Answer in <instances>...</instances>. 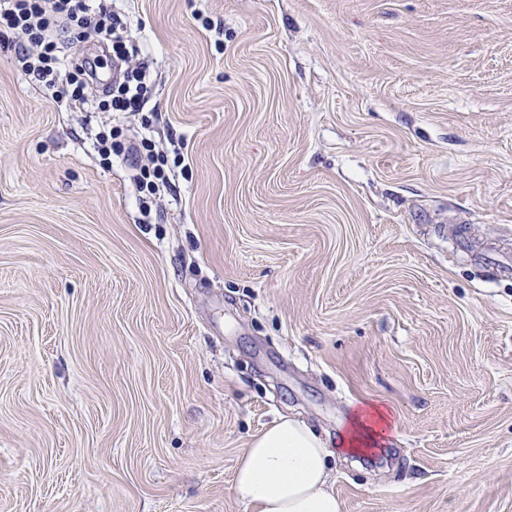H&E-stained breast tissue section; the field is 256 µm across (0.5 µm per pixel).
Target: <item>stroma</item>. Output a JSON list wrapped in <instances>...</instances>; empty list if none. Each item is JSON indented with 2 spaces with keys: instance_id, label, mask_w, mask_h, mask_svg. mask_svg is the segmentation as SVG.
Here are the masks:
<instances>
[{
  "instance_id": "obj_1",
  "label": "stroma",
  "mask_w": 512,
  "mask_h": 512,
  "mask_svg": "<svg viewBox=\"0 0 512 512\" xmlns=\"http://www.w3.org/2000/svg\"><path fill=\"white\" fill-rule=\"evenodd\" d=\"M143 112L0 44V512H253L281 416L342 512H512V0H114ZM140 137L182 168L143 222ZM355 411L339 441L321 436L307 422L281 416L244 448L234 472L235 497L253 512H342L330 488V458L364 455L385 441L386 414Z\"/></svg>"
}]
</instances>
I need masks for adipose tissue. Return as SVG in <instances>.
I'll use <instances>...</instances> for the list:
<instances>
[{"label":"adipose tissue","mask_w":512,"mask_h":512,"mask_svg":"<svg viewBox=\"0 0 512 512\" xmlns=\"http://www.w3.org/2000/svg\"><path fill=\"white\" fill-rule=\"evenodd\" d=\"M387 427L383 411H357L334 443L305 421L280 417L243 450L235 467L233 493L254 512H342L330 488V459L363 455L379 447Z\"/></svg>","instance_id":"ef3b65f1"}]
</instances>
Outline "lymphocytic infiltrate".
Masks as SVG:
<instances>
[{
  "mask_svg": "<svg viewBox=\"0 0 512 512\" xmlns=\"http://www.w3.org/2000/svg\"><path fill=\"white\" fill-rule=\"evenodd\" d=\"M129 24L107 6L91 8L88 0H0V38L16 42L21 72L52 92L55 102L72 109L89 101L88 82L96 74V61L73 58L62 63L61 34L95 36L112 46L116 77L97 101L102 112H138L152 96L149 65L132 44ZM137 157L133 176L142 200L154 198L169 181L164 162L149 138L131 146Z\"/></svg>",
  "mask_w": 512,
  "mask_h": 512,
  "instance_id": "f902f5d3",
  "label": "lymphocytic infiltrate"
}]
</instances>
